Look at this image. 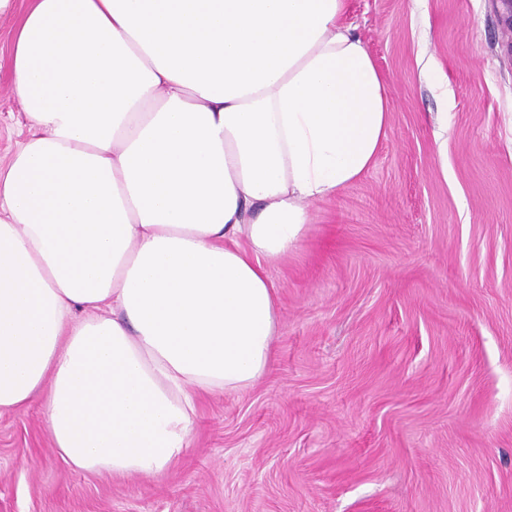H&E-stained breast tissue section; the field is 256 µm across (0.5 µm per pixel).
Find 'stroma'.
I'll use <instances>...</instances> for the list:
<instances>
[{"instance_id": "stroma-1", "label": "stroma", "mask_w": 512, "mask_h": 512, "mask_svg": "<svg viewBox=\"0 0 512 512\" xmlns=\"http://www.w3.org/2000/svg\"><path fill=\"white\" fill-rule=\"evenodd\" d=\"M30 4L0 15L1 163L27 134L12 46ZM346 21L391 128L269 271L270 371L201 394L154 477L70 466L41 398L0 413V512H512L511 38L493 0H348Z\"/></svg>"}]
</instances>
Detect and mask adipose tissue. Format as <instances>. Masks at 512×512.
<instances>
[{"label":"adipose tissue","mask_w":512,"mask_h":512,"mask_svg":"<svg viewBox=\"0 0 512 512\" xmlns=\"http://www.w3.org/2000/svg\"><path fill=\"white\" fill-rule=\"evenodd\" d=\"M347 0H35L0 165V411L45 395L74 468L154 476L199 392L252 385L268 269L388 137Z\"/></svg>","instance_id":"obj_1"}]
</instances>
